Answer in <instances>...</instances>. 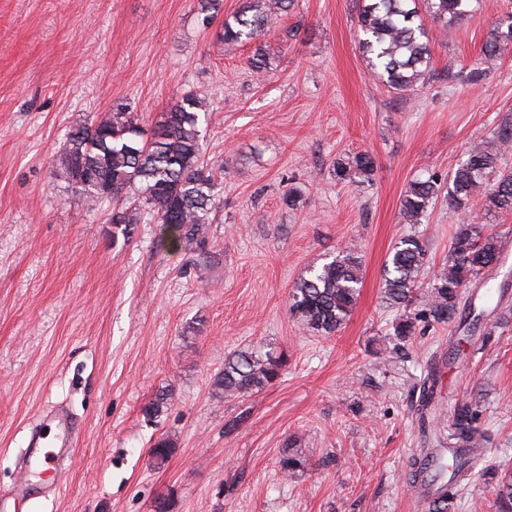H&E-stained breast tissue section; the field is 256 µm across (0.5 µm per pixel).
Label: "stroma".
Listing matches in <instances>:
<instances>
[{
  "mask_svg": "<svg viewBox=\"0 0 512 512\" xmlns=\"http://www.w3.org/2000/svg\"><path fill=\"white\" fill-rule=\"evenodd\" d=\"M244 3L220 0L207 24L198 0H0V497L26 485L19 512H424L408 474L463 400L489 436L476 472L512 473V262L466 288L481 312L468 337L422 321L395 343L382 292L404 235L428 245L422 283L448 260L462 216L439 201L408 224L400 202L415 179L448 183L512 111V47L484 82L464 79L512 0L446 36L425 19L433 64L409 92L370 73L355 0H298L260 43H224ZM190 93L211 113L206 156L224 166L202 280L189 251L159 249L154 216L113 241L111 205L51 178L75 115L123 102L149 133ZM359 152L372 181H336V159ZM347 247L363 259L357 305L338 332L306 334L289 291ZM263 344L286 357L279 379L213 397L225 356ZM163 389L171 405L147 418ZM55 409L78 427L57 489L23 463ZM294 436L305 465L286 476ZM162 438L173 448L159 464Z\"/></svg>",
  "mask_w": 512,
  "mask_h": 512,
  "instance_id": "35a3bbf8",
  "label": "stroma"
}]
</instances>
